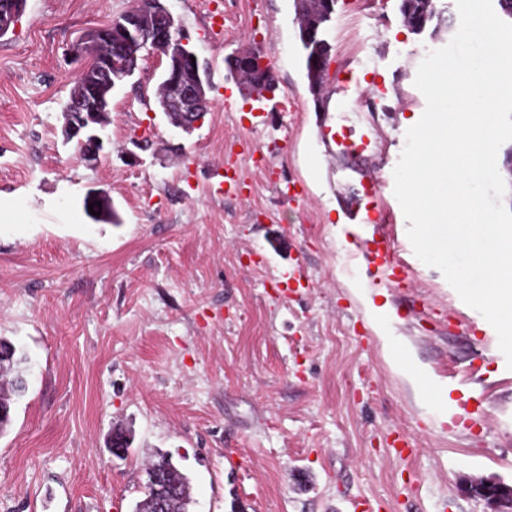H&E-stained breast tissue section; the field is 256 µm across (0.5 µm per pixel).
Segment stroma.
I'll return each mask as SVG.
<instances>
[{
  "label": "stroma",
  "mask_w": 512,
  "mask_h": 512,
  "mask_svg": "<svg viewBox=\"0 0 512 512\" xmlns=\"http://www.w3.org/2000/svg\"><path fill=\"white\" fill-rule=\"evenodd\" d=\"M167 4L210 64V110L174 128L156 98L165 58L147 53L91 164L62 137L73 46L133 0H27L0 37V336L28 356L0 435V512H133L159 450L190 477L192 512H488L460 486L512 484V370L494 328L415 256L394 194L426 107L417 69L454 29L408 32L400 0H337L321 108L294 0ZM254 47L277 85L258 99L229 68ZM326 125L368 149L340 152ZM363 162L401 264L384 291L353 257ZM228 170L235 193L211 195ZM385 301L379 329L367 306ZM383 332L447 405L392 369ZM117 427L133 436L122 458Z\"/></svg>",
  "instance_id": "35a3bbf8"
}]
</instances>
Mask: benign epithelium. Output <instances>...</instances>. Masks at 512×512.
<instances>
[{
  "instance_id": "7a95c632",
  "label": "benign epithelium",
  "mask_w": 512,
  "mask_h": 512,
  "mask_svg": "<svg viewBox=\"0 0 512 512\" xmlns=\"http://www.w3.org/2000/svg\"><path fill=\"white\" fill-rule=\"evenodd\" d=\"M152 16L156 37L153 45L164 48L171 43L188 44L183 28L176 24L173 13L165 0H155ZM26 7V0H3L0 3V28L6 30L17 22ZM112 24L92 27L83 31L77 40L81 55L88 57L80 70L85 73L94 67L97 71V85L83 88L75 84L66 107V122L62 128L65 142H76L80 158L92 163L97 161L104 147L101 131L104 128L102 109L106 103L107 92L112 90V74L132 77L134 71L123 59L124 52L113 45ZM173 93L164 104L165 116H178L175 127L190 133L202 124L197 113L210 104L207 93L199 84L185 85L176 79L168 80ZM461 492L467 496L483 500L490 512H512V484H506L493 478H475L468 480Z\"/></svg>"
}]
</instances>
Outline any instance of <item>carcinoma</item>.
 Instances as JSON below:
<instances>
[{"label":"carcinoma","mask_w":512,"mask_h":512,"mask_svg":"<svg viewBox=\"0 0 512 512\" xmlns=\"http://www.w3.org/2000/svg\"><path fill=\"white\" fill-rule=\"evenodd\" d=\"M152 0H137V5L131 10L114 19L116 23H124L133 16L147 17L152 10ZM295 14L299 26V37L307 51L305 58L306 77L309 87L316 99L321 100L327 89L329 73L325 65L330 63L331 48L318 39V31L322 25L331 21V12L327 10L323 0H294ZM400 13L404 27L420 23L427 24L436 16V4L432 0H401ZM143 35H131L127 43L129 63L136 66L142 60ZM182 56V82L191 84L199 79L209 81L207 62L192 60L196 53L187 45L175 47ZM254 65L250 72H239L231 69L239 83L248 91H263L276 87V80L269 65L264 62L262 52L252 50ZM24 360L19 349L6 338L0 337V430L6 431L12 422L15 398L24 390V382L18 373V367ZM160 470L167 483L175 490V496L167 504V512H189L192 504L191 485L189 478L183 474L168 452H159L156 460L146 470L151 473Z\"/></svg>","instance_id":"cac0c4a2"}]
</instances>
